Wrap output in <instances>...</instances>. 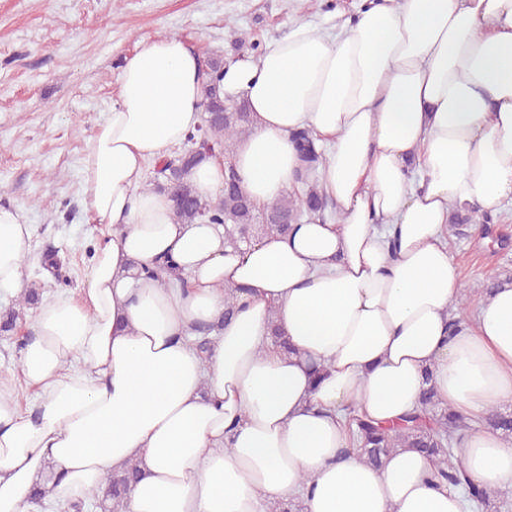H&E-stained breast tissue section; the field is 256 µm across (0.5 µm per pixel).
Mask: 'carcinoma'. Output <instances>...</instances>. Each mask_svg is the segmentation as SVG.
Wrapping results in <instances>:
<instances>
[{
  "instance_id": "cac0c4a2",
  "label": "carcinoma",
  "mask_w": 512,
  "mask_h": 512,
  "mask_svg": "<svg viewBox=\"0 0 512 512\" xmlns=\"http://www.w3.org/2000/svg\"><path fill=\"white\" fill-rule=\"evenodd\" d=\"M224 68V58L215 56L208 60L205 73L206 86L203 101L205 117L197 132L187 141V148L167 158L153 170L150 185L166 192L172 202L178 221L194 224L206 219L212 224L231 225L227 231L228 242L235 245L261 232L285 234L293 224L302 219H334V212L317 186L319 166L323 163L324 151L317 147L311 133L299 130L292 135V141L299 155V183L302 194H287L271 204L256 206L242 191L232 166H227L224 189L213 202L202 200L187 175L190 170L207 156L224 153L229 161L234 142L249 129L250 112L243 102L229 103L220 97L217 81ZM42 266L52 269L58 281L66 282L63 262L58 251L50 250L42 255ZM41 292L32 287L12 306L0 313V332L14 331L22 319L23 310L39 303ZM437 402L433 388L428 386L422 392L420 411L409 416L397 427L377 425L364 415L353 411L346 416L352 433V450L359 453L373 465H379L395 448H415L434 459L432 481L438 487H463L472 500L471 507L481 512H493L497 508L492 493L472 483L462 461L457 456L466 431L472 428L474 420L446 408L435 411ZM487 428L505 436L512 435V413L491 411L482 418ZM140 472L131 467L115 472L106 478V490L100 497L91 494L89 501L66 499L58 504L60 512H84V509H101L102 512H121L123 499L137 482Z\"/></svg>"
}]
</instances>
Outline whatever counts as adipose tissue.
<instances>
[{
  "mask_svg": "<svg viewBox=\"0 0 512 512\" xmlns=\"http://www.w3.org/2000/svg\"><path fill=\"white\" fill-rule=\"evenodd\" d=\"M199 66L180 37L139 41L88 140L83 203L108 231L20 352L34 412L0 378V512H28L50 475L54 494L100 492L131 465L121 512H463L420 452L373 466L349 451L343 417L395 424L428 383L470 418L512 403V283L454 322L443 238L453 211L512 200V0H369L336 33L299 24L226 65L222 95L251 114L233 146L242 190L263 206L296 188L292 135L307 129L336 210L234 246L142 185L200 123ZM31 239L0 206V297L24 294ZM163 260L177 279L141 275ZM457 455L480 487H512V440L473 430Z\"/></svg>",
  "mask_w": 512,
  "mask_h": 512,
  "instance_id": "ef3b65f1",
  "label": "adipose tissue"
}]
</instances>
